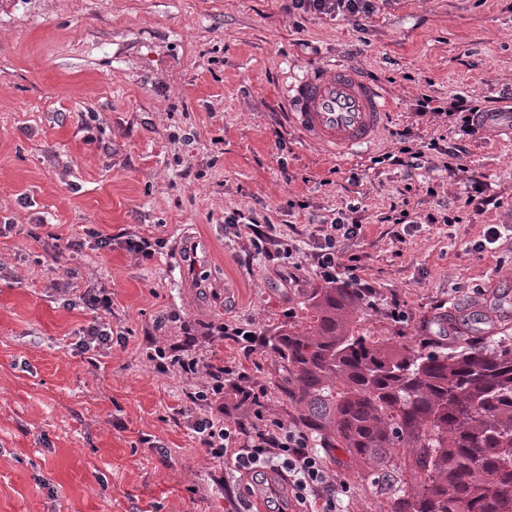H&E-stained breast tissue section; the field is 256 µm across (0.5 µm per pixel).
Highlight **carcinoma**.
I'll list each match as a JSON object with an SVG mask.
<instances>
[{"label": "carcinoma", "mask_w": 512, "mask_h": 512, "mask_svg": "<svg viewBox=\"0 0 512 512\" xmlns=\"http://www.w3.org/2000/svg\"><path fill=\"white\" fill-rule=\"evenodd\" d=\"M362 303L356 288H313L309 317L267 338L295 420L344 449L351 481L389 512H512V338L410 348L359 332Z\"/></svg>", "instance_id": "1"}]
</instances>
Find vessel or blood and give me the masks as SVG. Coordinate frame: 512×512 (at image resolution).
I'll return each mask as SVG.
<instances>
[{"instance_id": "vessel-or-blood-1", "label": "vessel or blood", "mask_w": 512, "mask_h": 512, "mask_svg": "<svg viewBox=\"0 0 512 512\" xmlns=\"http://www.w3.org/2000/svg\"><path fill=\"white\" fill-rule=\"evenodd\" d=\"M286 103L288 121L302 137L341 159L376 141L391 108L380 85L341 62L296 77Z\"/></svg>"}]
</instances>
